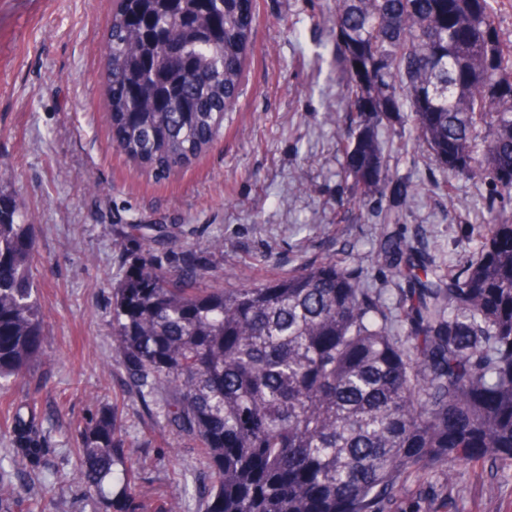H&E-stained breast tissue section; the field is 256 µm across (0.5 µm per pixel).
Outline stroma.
<instances>
[{
  "instance_id": "35a3bbf8",
  "label": "stroma",
  "mask_w": 512,
  "mask_h": 512,
  "mask_svg": "<svg viewBox=\"0 0 512 512\" xmlns=\"http://www.w3.org/2000/svg\"><path fill=\"white\" fill-rule=\"evenodd\" d=\"M333 0H257L253 54L242 93L212 147L178 175L146 174L112 145L101 51L111 0H0V175L33 226V277L46 312L48 359L0 393V416L35 396L53 448L44 481L31 484L0 436V471L28 496L66 497L72 512H98L75 472L73 444L92 413L118 416L140 483L206 512L207 468L187 437L168 431L160 396L135 397L111 366L112 290L144 251L211 274L205 288H236L247 271L262 283L344 253L353 273L379 288L366 263L380 231L378 202L345 217L347 186L329 117L343 111L345 82L325 23ZM392 172L422 195L398 234L456 257L479 208L453 209L435 190L436 166L420 149ZM170 233L148 243L144 225ZM218 240L222 249H211ZM496 485L488 494L487 485ZM422 512H512V465L478 461L455 479H429Z\"/></svg>"
}]
</instances>
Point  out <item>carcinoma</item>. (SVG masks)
I'll use <instances>...</instances> for the list:
<instances>
[{"instance_id": "carcinoma-1", "label": "carcinoma", "mask_w": 512, "mask_h": 512, "mask_svg": "<svg viewBox=\"0 0 512 512\" xmlns=\"http://www.w3.org/2000/svg\"><path fill=\"white\" fill-rule=\"evenodd\" d=\"M499 0H336L346 73L336 141L350 203L386 200L398 224L421 188L392 153L426 152L444 186L489 187L490 222L446 272L420 243L383 232L374 266L403 281L396 307L334 257L268 282L198 288L138 258L112 290L115 360L165 397L166 427L210 471L207 512H418L404 479L477 454L512 462V45ZM256 0H115L102 53L116 147L159 179L219 137L241 93ZM28 215L0 189V389L47 359ZM13 461L41 476L51 451L37 403L7 411ZM76 472L102 512H179L147 492L110 410L80 428ZM0 484V512H15ZM69 512L33 500L26 512Z\"/></svg>"}]
</instances>
